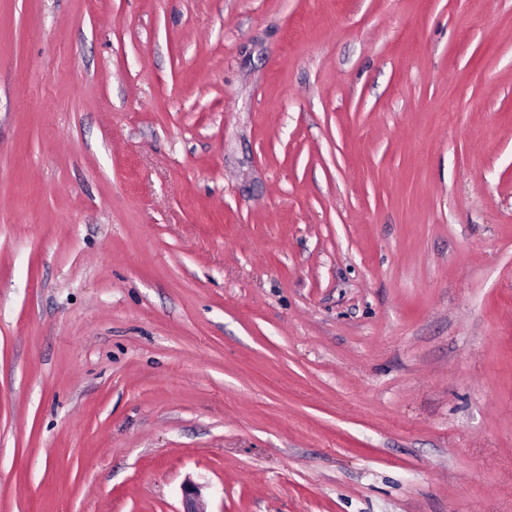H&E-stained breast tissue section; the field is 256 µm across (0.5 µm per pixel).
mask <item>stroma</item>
I'll return each instance as SVG.
<instances>
[{"instance_id": "35a3bbf8", "label": "stroma", "mask_w": 512, "mask_h": 512, "mask_svg": "<svg viewBox=\"0 0 512 512\" xmlns=\"http://www.w3.org/2000/svg\"><path fill=\"white\" fill-rule=\"evenodd\" d=\"M512 512V0H0V512Z\"/></svg>"}]
</instances>
